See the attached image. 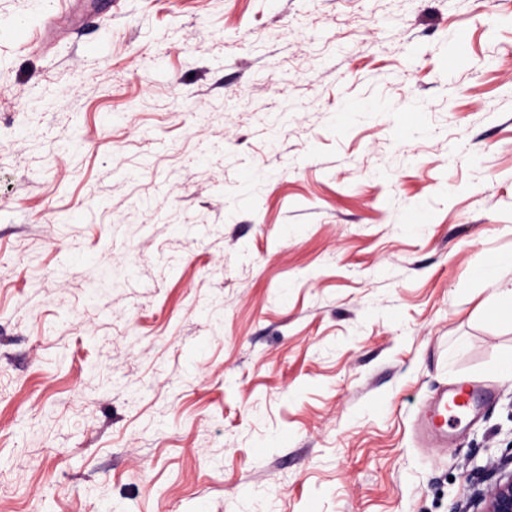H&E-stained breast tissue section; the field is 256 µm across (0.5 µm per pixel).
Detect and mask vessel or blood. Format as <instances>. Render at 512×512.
Instances as JSON below:
<instances>
[{
  "instance_id": "obj_1",
  "label": "vessel or blood",
  "mask_w": 512,
  "mask_h": 512,
  "mask_svg": "<svg viewBox=\"0 0 512 512\" xmlns=\"http://www.w3.org/2000/svg\"><path fill=\"white\" fill-rule=\"evenodd\" d=\"M492 397L490 390L461 385L441 392L430 403L422 405L418 414L419 429L432 447L448 445L449 432Z\"/></svg>"
}]
</instances>
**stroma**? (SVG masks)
Instances as JSON below:
<instances>
[{"mask_svg":"<svg viewBox=\"0 0 512 512\" xmlns=\"http://www.w3.org/2000/svg\"><path fill=\"white\" fill-rule=\"evenodd\" d=\"M510 255L512 0H0V512H476ZM492 398V392L474 386L461 385L448 392L444 389L430 403L423 404L418 414L419 429L428 437L433 448H447L449 430L458 426Z\"/></svg>","mask_w":512,"mask_h":512,"instance_id":"1","label":"stroma"}]
</instances>
